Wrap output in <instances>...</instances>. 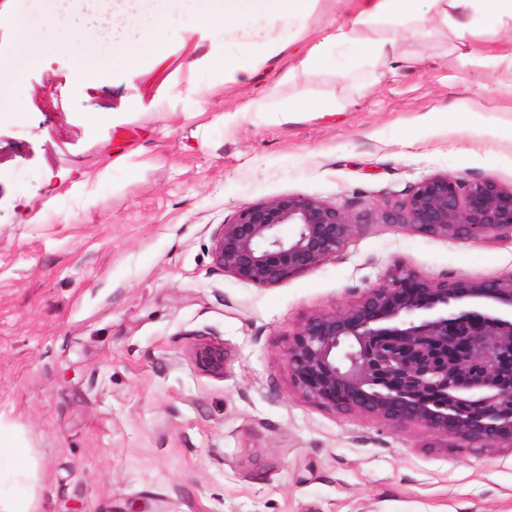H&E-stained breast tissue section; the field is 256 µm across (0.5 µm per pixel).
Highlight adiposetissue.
Returning <instances> with one entry per match:
<instances>
[{"mask_svg": "<svg viewBox=\"0 0 512 512\" xmlns=\"http://www.w3.org/2000/svg\"><path fill=\"white\" fill-rule=\"evenodd\" d=\"M350 27L327 34L299 59L304 73L321 70L333 48L345 51L350 63L341 77L349 79L358 64L398 63V34L420 35L435 24L458 35H476L512 25V0H356ZM318 0H52L49 16L70 45L74 32L119 51L128 72L140 66L136 46L150 42L163 54L160 34L166 24L190 12L224 35L221 62L224 82L242 84L253 78L289 45L290 28L305 29Z\"/></svg>", "mask_w": 512, "mask_h": 512, "instance_id": "obj_1", "label": "adipose tissue"}]
</instances>
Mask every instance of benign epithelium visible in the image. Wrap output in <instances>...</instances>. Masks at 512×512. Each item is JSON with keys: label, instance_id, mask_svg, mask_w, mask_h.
<instances>
[{"label": "benign epithelium", "instance_id": "7a95c632", "mask_svg": "<svg viewBox=\"0 0 512 512\" xmlns=\"http://www.w3.org/2000/svg\"><path fill=\"white\" fill-rule=\"evenodd\" d=\"M408 224L453 241L512 235V186L492 178L432 174L408 198L359 220ZM344 209L303 195L249 204L212 236V259L239 280L274 286L337 255L353 234ZM285 224L291 235L281 234ZM463 336L478 374L443 360L438 346ZM512 341V274L448 283L405 268L354 304L307 318L288 348L296 388L307 398L394 425L420 423L441 441L512 447V385L499 381V348ZM192 355L213 377H224V345L200 338ZM425 389L448 392V406L420 399ZM482 413L472 417L467 405Z\"/></svg>", "mask_w": 512, "mask_h": 512}]
</instances>
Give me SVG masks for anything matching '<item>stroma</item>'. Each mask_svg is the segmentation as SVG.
Returning <instances> with one entry per match:
<instances>
[{"label": "stroma", "instance_id": "35a3bbf8", "mask_svg": "<svg viewBox=\"0 0 512 512\" xmlns=\"http://www.w3.org/2000/svg\"><path fill=\"white\" fill-rule=\"evenodd\" d=\"M355 13L320 0L294 51L228 86L224 36L193 16L165 31L164 55L138 45L133 76L111 48H56L50 26L27 40L24 0H0V68L22 89L0 108V446L29 451L32 512H512V447L443 446L421 425L308 400L288 369L309 316L398 265L511 275V238L359 224L338 256L272 287L212 262L214 230L248 204L304 195L356 217L435 173L512 186V140L453 122L463 101L512 121V29L403 34L398 69L351 81L338 49L288 76L295 50ZM85 51L101 79L77 77ZM331 93L359 104L287 122L249 109ZM199 334L223 343V377L196 366Z\"/></svg>", "mask_w": 512, "mask_h": 512}]
</instances>
